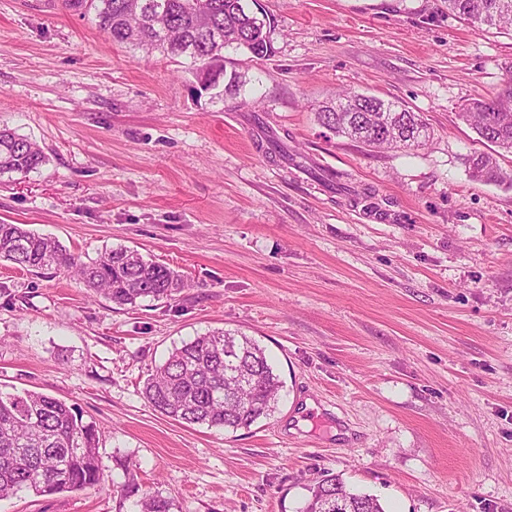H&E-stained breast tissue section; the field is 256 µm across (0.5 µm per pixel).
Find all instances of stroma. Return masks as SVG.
<instances>
[{
    "mask_svg": "<svg viewBox=\"0 0 512 512\" xmlns=\"http://www.w3.org/2000/svg\"><path fill=\"white\" fill-rule=\"evenodd\" d=\"M254 2L272 53L233 54L241 94L213 100L63 0H0V127L48 158L0 176V221L188 283L119 307L0 261V390L76 406L102 474L0 512H135L131 477L171 512H298L326 474L387 512H512V186L470 179L465 156L494 147L457 116L512 68V33L446 0ZM345 89L405 104L430 138L334 135L314 106ZM222 330L264 348L275 412L224 432L155 411L150 374Z\"/></svg>",
    "mask_w": 512,
    "mask_h": 512,
    "instance_id": "1",
    "label": "stroma"
}]
</instances>
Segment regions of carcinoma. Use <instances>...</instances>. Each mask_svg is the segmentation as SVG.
<instances>
[{"label": "carcinoma", "mask_w": 512, "mask_h": 512, "mask_svg": "<svg viewBox=\"0 0 512 512\" xmlns=\"http://www.w3.org/2000/svg\"><path fill=\"white\" fill-rule=\"evenodd\" d=\"M448 12L469 23L512 30V0H447ZM113 43L147 55L159 51L182 59L197 92L211 98L240 94L239 72L227 70L224 52L241 51L262 60L271 53V22L249 0H66ZM458 117L484 140L512 154V79L491 95L471 98ZM320 124L337 136L372 148L420 147L429 137L419 113L395 101L343 92L319 106ZM46 163L36 142L0 128V175H28ZM469 176L512 185L497 159L473 152ZM0 260L21 269L73 270L86 287L112 303L168 299L188 287L170 267L126 247L110 248L88 263L56 240L21 224L0 222ZM283 385L256 340L228 331L208 332L173 349L146 380L144 398L156 411L187 425L223 430L247 428L276 409ZM100 432L73 405L42 393L0 392V497L30 491L49 495L86 490L100 483ZM123 495H139L138 512H170L168 500L134 484ZM300 512H386L380 500L357 492L339 475H323L307 487Z\"/></svg>", "instance_id": "carcinoma-1"}]
</instances>
